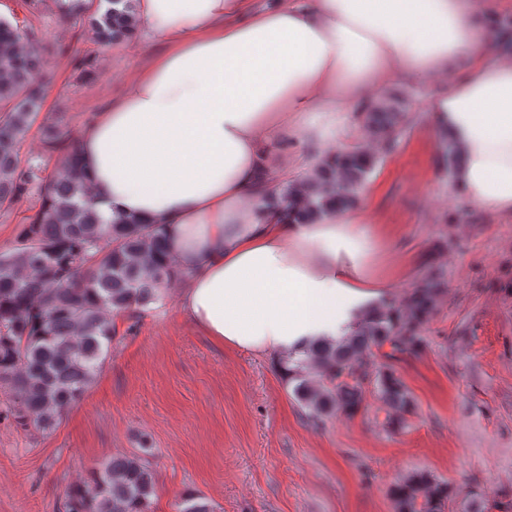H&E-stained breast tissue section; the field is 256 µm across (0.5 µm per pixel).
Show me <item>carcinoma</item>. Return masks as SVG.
<instances>
[{
    "label": "carcinoma",
    "instance_id": "carcinoma-1",
    "mask_svg": "<svg viewBox=\"0 0 512 512\" xmlns=\"http://www.w3.org/2000/svg\"><path fill=\"white\" fill-rule=\"evenodd\" d=\"M58 2L63 16L87 17L103 45L128 39L138 27L133 0ZM29 41L0 18V215L35 196L14 244L0 250V419L47 432L91 387L111 353L112 316H139L160 301L173 282V260L155 226L101 216L73 151L54 175L32 158L21 161L19 145L44 94L43 60ZM400 115L398 105L382 101L366 122L387 130ZM374 165L365 150H349L285 188L272 204L293 224L344 211ZM440 287L438 279H426L401 305H383L352 336L311 348L292 375L298 401L316 416L354 415L371 390L393 408H408L411 394L392 360L423 346L422 327ZM386 344L390 351H381ZM309 364L319 373L314 383L303 378ZM154 495V471L142 449L101 464L90 482L67 493L64 512H150ZM449 495L448 484L422 471L393 490L397 512H444Z\"/></svg>",
    "mask_w": 512,
    "mask_h": 512
}]
</instances>
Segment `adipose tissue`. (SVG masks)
<instances>
[{
	"label": "adipose tissue",
	"mask_w": 512,
	"mask_h": 512,
	"mask_svg": "<svg viewBox=\"0 0 512 512\" xmlns=\"http://www.w3.org/2000/svg\"><path fill=\"white\" fill-rule=\"evenodd\" d=\"M137 71L77 141L104 217L164 231L179 306L216 344L285 358L350 336L391 286L389 243L363 216L307 224L266 207L341 153V107L394 80L434 79L431 116L455 145L454 181L475 205L512 211V57L475 0H134ZM306 139L309 161H288Z\"/></svg>",
	"instance_id": "adipose-tissue-1"
}]
</instances>
